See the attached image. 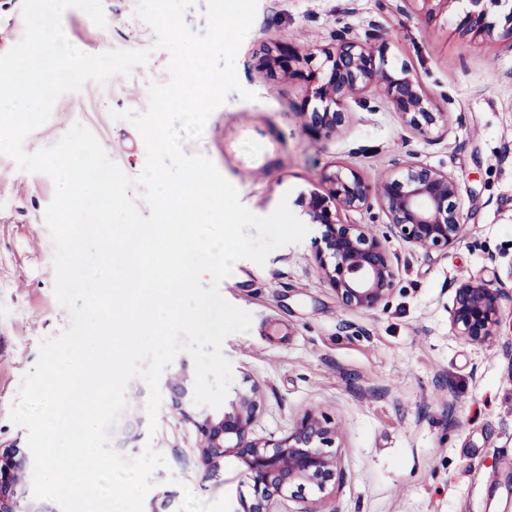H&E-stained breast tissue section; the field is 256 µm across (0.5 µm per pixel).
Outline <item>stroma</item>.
Wrapping results in <instances>:
<instances>
[{"mask_svg":"<svg viewBox=\"0 0 512 512\" xmlns=\"http://www.w3.org/2000/svg\"><path fill=\"white\" fill-rule=\"evenodd\" d=\"M136 4L103 0V28L80 9L64 12L63 31L81 51L147 48L150 63L62 95L25 138L26 152L54 145L80 123L127 175L141 172V136L110 112L144 111L149 84L170 80L171 55L153 49L155 33L136 17ZM346 25L412 64L450 115L446 135H412L388 108L354 103L344 133L306 129L307 84L267 75L263 49L276 41L316 52ZM235 70L255 100L230 94L184 151L210 158L254 214H271L284 198L301 214L299 195L324 189L336 166L374 183L413 158L454 176L465 222L463 242L444 256L390 240L399 278L388 305L370 315L344 309L321 279L311 261L317 228L273 251L265 265L237 261L219 290L253 320L222 351L232 389L262 392L252 438H283L313 408L334 417L342 479L327 512H512V39L461 35L453 11L426 13L421 0H259ZM53 197L48 175L0 155V448L26 447L10 408L40 341L69 323L54 295L45 220ZM471 276L501 293L496 339L482 346L448 326L453 290ZM147 396L145 382L133 379L110 431L120 454L132 458L149 446L168 463L153 475L144 512H242L254 489L238 462L225 458L219 474L205 475L195 428L165 404L149 428Z\"/></svg>","mask_w":512,"mask_h":512,"instance_id":"obj_1","label":"stroma"}]
</instances>
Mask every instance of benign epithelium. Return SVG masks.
<instances>
[{"label": "benign epithelium", "mask_w": 512, "mask_h": 512, "mask_svg": "<svg viewBox=\"0 0 512 512\" xmlns=\"http://www.w3.org/2000/svg\"><path fill=\"white\" fill-rule=\"evenodd\" d=\"M474 9L464 12L456 30L463 35L490 36L495 25L481 0H468ZM261 68L272 74L297 77L311 85L317 105L303 108L306 129L319 134H340L352 123L345 102L368 107L376 93L401 124L427 137L447 132L449 115L441 111L411 66L389 62L386 48L374 47L343 29L335 43L321 55L303 53L296 46L274 44L267 49ZM327 187L300 198L308 223L320 228L313 262L323 281L347 309L368 315L386 305L399 276L387 246L394 238L412 249L446 254L462 238L463 210L454 177L423 162H409L401 170L368 182L354 169L337 166L325 177ZM377 199L387 222L379 236L365 224L348 221L352 212L369 210ZM500 292L480 277L458 282L448 305L452 333L469 344L495 339L500 320ZM188 378L182 371L167 380L169 406L197 431L200 462L208 476L223 469L224 458L233 457L242 475L254 483L255 501L245 512H275L283 496L298 500L299 512H324L319 501L305 497L307 488L333 493L340 474V436L336 420L320 409L305 412L288 435L259 442L251 430L260 405L257 387L238 389L220 414L196 415L184 408ZM31 459L21 448H0V512H42L28 498L23 475Z\"/></svg>", "instance_id": "obj_1"}]
</instances>
